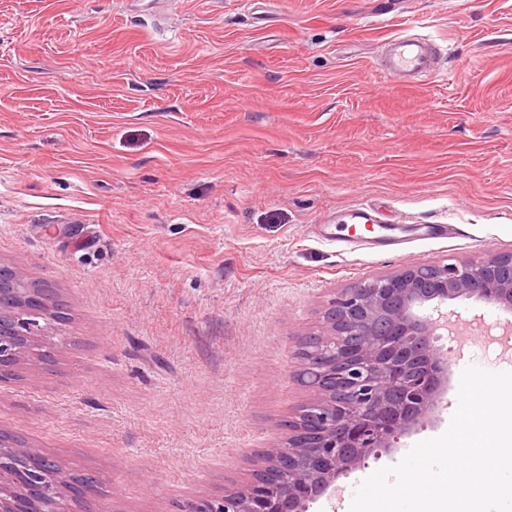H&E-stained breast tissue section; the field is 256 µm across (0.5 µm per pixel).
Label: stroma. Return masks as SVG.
I'll return each mask as SVG.
<instances>
[{"label": "stroma", "mask_w": 512, "mask_h": 512, "mask_svg": "<svg viewBox=\"0 0 512 512\" xmlns=\"http://www.w3.org/2000/svg\"><path fill=\"white\" fill-rule=\"evenodd\" d=\"M430 40L434 75L384 74ZM512 251V0H0V265L50 285L0 430L100 484L95 512H182L250 482L312 394L297 336L341 289ZM460 374L512 368L511 320L458 298Z\"/></svg>", "instance_id": "obj_1"}]
</instances>
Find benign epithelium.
Returning a JSON list of instances; mask_svg holds the SVG:
<instances>
[{"label":"benign epithelium","instance_id":"1","mask_svg":"<svg viewBox=\"0 0 512 512\" xmlns=\"http://www.w3.org/2000/svg\"><path fill=\"white\" fill-rule=\"evenodd\" d=\"M11 293L21 303L10 321L0 314V378L31 338V313L48 306L26 288ZM459 297L511 312L512 252L412 265L342 290L325 312L329 330L297 337V378L315 398L288 421L285 441L263 452L261 476L242 492L190 500L183 512H307L336 494L341 477L438 410L448 355L434 336L448 321L421 310ZM97 483L92 475L65 482L41 454H20L0 438V512H55L49 500L64 492L81 505Z\"/></svg>","mask_w":512,"mask_h":512}]
</instances>
